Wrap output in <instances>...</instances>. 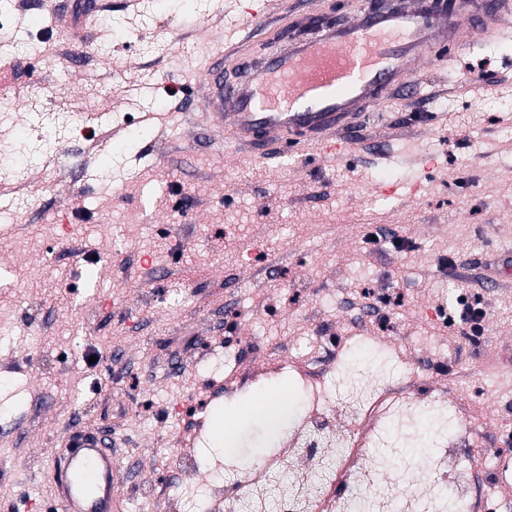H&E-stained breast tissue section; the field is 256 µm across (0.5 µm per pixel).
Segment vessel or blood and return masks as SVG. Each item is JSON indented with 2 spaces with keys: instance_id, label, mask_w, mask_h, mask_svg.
<instances>
[{
  "instance_id": "vessel-or-blood-1",
  "label": "vessel or blood",
  "mask_w": 512,
  "mask_h": 512,
  "mask_svg": "<svg viewBox=\"0 0 512 512\" xmlns=\"http://www.w3.org/2000/svg\"><path fill=\"white\" fill-rule=\"evenodd\" d=\"M511 35L512 0H456L452 17L426 10L423 0H386L376 12L289 38L267 57L226 42L206 58L182 110L204 102V127L259 161L314 150L346 156L357 146V124L387 99L417 95L424 67L447 70L449 55ZM61 446L46 478L62 512H125L126 479L111 435L70 429Z\"/></svg>"
}]
</instances>
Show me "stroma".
Here are the masks:
<instances>
[{
	"mask_svg": "<svg viewBox=\"0 0 512 512\" xmlns=\"http://www.w3.org/2000/svg\"><path fill=\"white\" fill-rule=\"evenodd\" d=\"M54 2L24 14L0 0L17 43L0 56L13 104L0 146L26 159L0 168V206L20 179L28 199L0 222V267L13 270L0 291V512H47L54 442L73 426L111 432L127 512L214 503L226 466L210 413L263 387L297 396L364 353L387 356L393 392L423 384L457 411L453 451L497 461L475 468L474 490L492 487L486 512H512V282L483 285L512 248V37L446 75L425 70L350 156L260 162L160 110L216 43L259 25L249 0H110L111 26L47 40L26 16ZM43 39L49 54H26ZM103 44L111 61L94 58ZM462 293L486 312L473 340L439 317Z\"/></svg>",
	"mask_w": 512,
	"mask_h": 512,
	"instance_id": "35a3bbf8",
	"label": "stroma"
}]
</instances>
